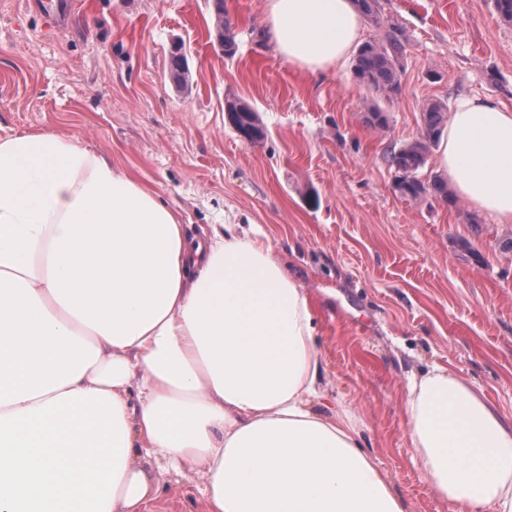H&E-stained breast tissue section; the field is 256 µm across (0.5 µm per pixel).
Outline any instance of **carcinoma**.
<instances>
[{
  "label": "carcinoma",
  "instance_id": "obj_1",
  "mask_svg": "<svg viewBox=\"0 0 512 512\" xmlns=\"http://www.w3.org/2000/svg\"><path fill=\"white\" fill-rule=\"evenodd\" d=\"M406 43L405 31L393 25L385 31L383 38L366 40L359 47L354 74L377 97L389 100L400 93ZM225 112L233 129L240 131L244 129L245 120L251 118L253 109L244 102L232 100L227 102ZM421 112L423 130L420 137L388 149L387 161L394 169L393 188L400 196L412 201L430 195L453 205L456 199L448 183L435 177L425 179L419 174L448 119L447 104L430 99L422 104ZM365 123L383 130L388 127L387 113L372 103L365 110Z\"/></svg>",
  "mask_w": 512,
  "mask_h": 512
}]
</instances>
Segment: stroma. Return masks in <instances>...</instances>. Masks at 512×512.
Listing matches in <instances>:
<instances>
[{"mask_svg":"<svg viewBox=\"0 0 512 512\" xmlns=\"http://www.w3.org/2000/svg\"><path fill=\"white\" fill-rule=\"evenodd\" d=\"M62 28L33 0H0V136L79 138L156 191L194 236L237 224L272 248L311 296L326 390L357 419L362 444L408 512H458L412 461L405 377L442 365L512 419V252L465 202L405 199L385 151L419 137L428 99L490 96L512 108V24L493 0H380V23L408 38L402 90L369 127L372 92L352 62L323 76L286 61L263 0H224L237 52L225 56L213 0H76ZM180 54L187 85L172 76ZM256 112L243 141L227 101ZM145 470L153 512H205L203 478Z\"/></svg>","mask_w":512,"mask_h":512,"instance_id":"1","label":"stroma"}]
</instances>
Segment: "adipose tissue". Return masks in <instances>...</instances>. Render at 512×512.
<instances>
[{
    "label": "adipose tissue",
    "instance_id": "obj_1",
    "mask_svg": "<svg viewBox=\"0 0 512 512\" xmlns=\"http://www.w3.org/2000/svg\"><path fill=\"white\" fill-rule=\"evenodd\" d=\"M280 55L340 67L353 0H264ZM439 174L512 224V110L461 97ZM305 288L248 232L192 239L74 138L0 136V512H147L142 465L197 472L206 512H406L329 409ZM414 459L460 512H512V422L447 367L409 375Z\"/></svg>",
    "mask_w": 512,
    "mask_h": 512
}]
</instances>
